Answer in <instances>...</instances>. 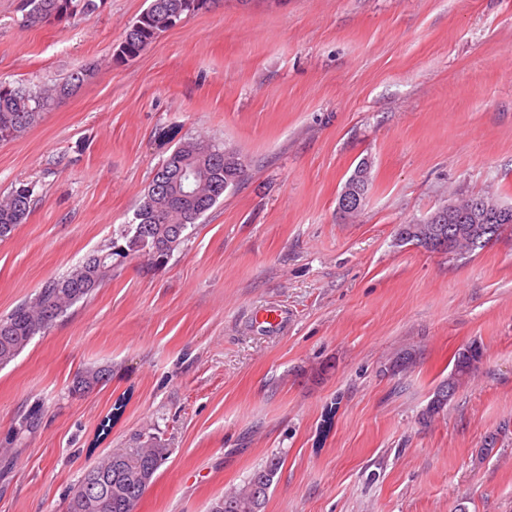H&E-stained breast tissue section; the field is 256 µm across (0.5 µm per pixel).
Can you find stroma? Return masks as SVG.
<instances>
[{"label": "stroma", "instance_id": "35a3bbf8", "mask_svg": "<svg viewBox=\"0 0 512 512\" xmlns=\"http://www.w3.org/2000/svg\"><path fill=\"white\" fill-rule=\"evenodd\" d=\"M20 6L0 0V78L92 73L0 143V195L33 188L0 240V315L132 223L181 138L247 170L164 264L126 259L0 367V512H65L145 428L169 456L134 512H208L273 456L265 512H512V439L477 458L512 420V229L463 255L396 240L452 198L512 205V0H217L121 64L146 0L34 27ZM364 160L368 199L342 219ZM269 303L282 329L255 321ZM471 343L474 375L423 422ZM91 365L108 381L72 395ZM354 180H357V183H354ZM358 182H362L367 186L368 192L372 185V176H371V163L368 164V161L360 162L351 176L346 180L343 185L342 192L345 189L353 188L354 185H358ZM366 186L365 187H357L355 191H350V194L344 198H341L340 203L338 204V210L343 208H348L350 206H360L366 202L367 194H366ZM360 188V189H359ZM341 192V194H342ZM340 194V195H341ZM339 195V197H340Z\"/></svg>", "mask_w": 512, "mask_h": 512}]
</instances>
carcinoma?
I'll return each instance as SVG.
<instances>
[{"label": "carcinoma", "instance_id": "1", "mask_svg": "<svg viewBox=\"0 0 512 512\" xmlns=\"http://www.w3.org/2000/svg\"><path fill=\"white\" fill-rule=\"evenodd\" d=\"M193 0H149L146 9L128 26L116 45L112 59L123 63L137 58L161 34L177 26L191 14ZM99 8L97 0H22L21 9L27 25L61 22L77 14H90ZM84 74L73 73L52 87L33 89L0 79V141H10L35 126L55 101L69 95ZM186 171L194 177L192 193H185L182 183L168 179L157 183L158 172L174 175ZM246 172L243 156L234 148L220 147L200 138L181 140L155 169L136 216L138 223L121 229L118 237L89 255L65 275L47 281L32 301L16 307L0 317V366L13 361L30 341L49 329L56 319L81 300H86L112 274L114 261L133 254L165 262L185 240L186 231L224 193L233 190ZM372 185L371 165L360 162L343 188L354 187V181ZM33 188L13 187L0 196V238L10 236L23 223L31 209ZM435 213L448 219L435 224L432 217L416 224H403L396 233L400 243L429 248L440 231L452 230L453 250L457 255L472 252L490 243L485 232L486 215L471 213L462 224L448 214L442 205ZM482 359L479 346L469 345L458 352L454 372L433 392L422 414L430 421L444 412L454 396L459 380L477 368ZM109 370L89 366L73 379L71 393L82 395L106 382ZM508 424L484 437L480 457H487L498 444L509 438ZM169 449L153 433H138L122 448L100 457L77 480L68 494L66 512H134V506L167 459ZM280 460L272 458L254 470L241 485L213 499L220 512H264L270 477L277 475Z\"/></svg>", "mask_w": 512, "mask_h": 512}]
</instances>
